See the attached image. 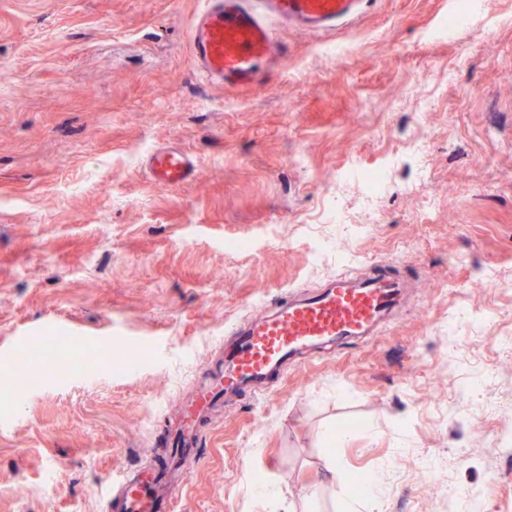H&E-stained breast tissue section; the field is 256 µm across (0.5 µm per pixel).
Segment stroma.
I'll return each mask as SVG.
<instances>
[{
    "mask_svg": "<svg viewBox=\"0 0 512 512\" xmlns=\"http://www.w3.org/2000/svg\"><path fill=\"white\" fill-rule=\"evenodd\" d=\"M469 7L280 31L277 79L232 90L193 66L198 0H0V360L39 378L0 388V512H104L225 332L381 262L412 283L394 324L225 410L174 512H272L261 480L283 512H345L358 473L380 480L366 512H471L490 482L484 512H512V0ZM168 142L200 162L174 190L142 168ZM61 322L112 345L27 362Z\"/></svg>",
    "mask_w": 512,
    "mask_h": 512,
    "instance_id": "1",
    "label": "stroma"
}]
</instances>
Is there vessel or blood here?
<instances>
[{
    "mask_svg": "<svg viewBox=\"0 0 512 512\" xmlns=\"http://www.w3.org/2000/svg\"><path fill=\"white\" fill-rule=\"evenodd\" d=\"M369 0H200L189 27L198 72L224 88L264 85L284 50L276 32L296 28L317 35L354 22ZM153 183L174 189L197 174V157L176 145L143 159ZM410 288L388 266L372 274L341 272L319 287L292 292L235 324L203 367L193 393L167 427L173 446L149 449L147 463L105 486V512H173L186 482L183 459L197 456L217 409L246 395L262 396L291 367L325 351L367 340L396 318Z\"/></svg>",
    "mask_w": 512,
    "mask_h": 512,
    "instance_id": "b4317fda",
    "label": "vessel or blood"
}]
</instances>
